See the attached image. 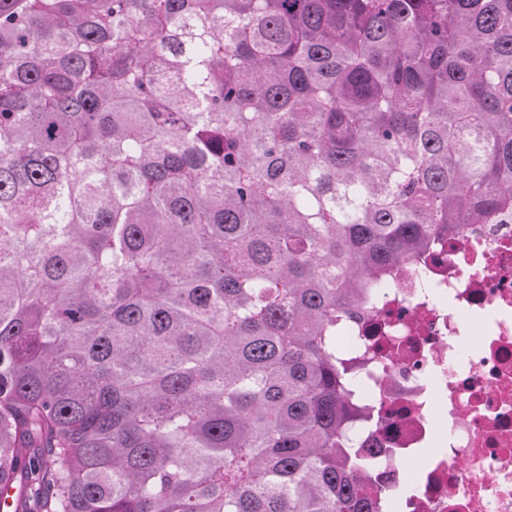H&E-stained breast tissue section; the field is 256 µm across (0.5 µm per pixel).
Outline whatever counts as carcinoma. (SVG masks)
Instances as JSON below:
<instances>
[{
  "label": "carcinoma",
  "mask_w": 512,
  "mask_h": 512,
  "mask_svg": "<svg viewBox=\"0 0 512 512\" xmlns=\"http://www.w3.org/2000/svg\"><path fill=\"white\" fill-rule=\"evenodd\" d=\"M512 223V0H0V486L398 512L333 346Z\"/></svg>",
  "instance_id": "cac0c4a2"
}]
</instances>
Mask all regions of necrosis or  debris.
Instances as JSON below:
<instances>
[{
	"mask_svg": "<svg viewBox=\"0 0 512 512\" xmlns=\"http://www.w3.org/2000/svg\"><path fill=\"white\" fill-rule=\"evenodd\" d=\"M402 512H512V224H471L395 269L337 331Z\"/></svg>",
	"mask_w": 512,
	"mask_h": 512,
	"instance_id": "necrosis-or-debris-1",
	"label": "necrosis or debris"
}]
</instances>
